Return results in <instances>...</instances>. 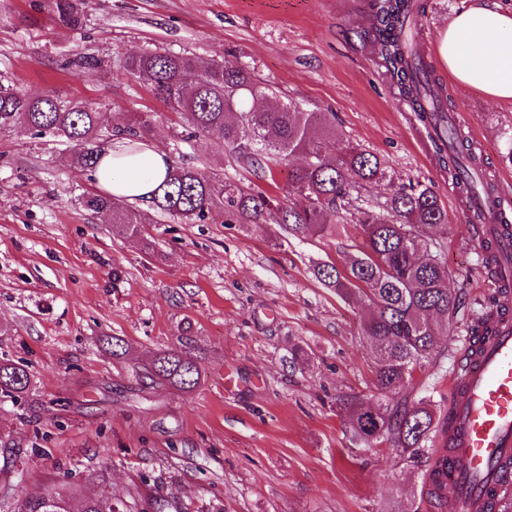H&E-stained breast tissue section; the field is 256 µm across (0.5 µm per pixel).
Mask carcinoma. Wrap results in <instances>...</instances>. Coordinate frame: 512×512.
Wrapping results in <instances>:
<instances>
[{
    "label": "carcinoma",
    "mask_w": 512,
    "mask_h": 512,
    "mask_svg": "<svg viewBox=\"0 0 512 512\" xmlns=\"http://www.w3.org/2000/svg\"><path fill=\"white\" fill-rule=\"evenodd\" d=\"M425 9L419 0H374L368 35L379 45L400 96L418 120L430 129L447 117V105L434 89L432 72L412 51V20ZM56 20L76 29L82 25L79 0H54ZM126 70L147 83L154 95L187 123L188 137H207L224 145L240 161L260 170L288 166V206L273 204L262 192L246 191L221 177L205 176L175 160L152 198L156 209L185 224L214 215L226 224L291 226L296 233L325 235L332 218L344 211L360 227L362 242L346 256L343 267L315 268L318 281L343 299L366 303L361 335L373 345L375 387L382 400L368 408L344 403L353 433L363 440L387 442L400 461L425 468L433 488L428 496L448 502L447 488L436 476L438 455L448 457L445 421L435 422L429 401L412 398L414 376L433 367L438 338L457 315V296L448 288V266L439 257V239L448 231V212L427 185L397 186L387 163L360 145L338 138L333 114L306 112L298 104L267 105L269 87L249 69L229 60L202 62L193 56L146 50L125 58ZM71 143L74 162L88 173L97 168L100 137L107 132L128 140L130 152L151 130L144 115L110 126L103 113L82 103L36 96L0 79V131ZM438 162L454 174L463 196L490 193L493 187L477 179L476 156L467 139L454 129L432 137ZM376 184L384 200L366 201L360 189ZM83 206L108 214L120 232L144 237V221L119 199L88 193ZM152 382L184 391L195 389L201 370L180 350L163 351L145 368ZM27 368L0 359V402L18 401L30 390ZM17 512H67L69 492L52 491L35 499L22 489V479L10 486ZM83 512H134L102 496L86 498Z\"/></svg>",
    "instance_id": "1"
}]
</instances>
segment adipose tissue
Returning <instances> with one entry per match:
<instances>
[{
    "mask_svg": "<svg viewBox=\"0 0 512 512\" xmlns=\"http://www.w3.org/2000/svg\"><path fill=\"white\" fill-rule=\"evenodd\" d=\"M438 53L461 83L496 99H512V13L495 0H480L458 12L440 40ZM168 168L169 158L157 146L140 145L131 155L116 143L103 148L91 179L103 193L134 202L151 198Z\"/></svg>",
    "mask_w": 512,
    "mask_h": 512,
    "instance_id": "ef3b65f1",
    "label": "adipose tissue"
}]
</instances>
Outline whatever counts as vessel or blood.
Segmentation results:
<instances>
[{"mask_svg":"<svg viewBox=\"0 0 512 512\" xmlns=\"http://www.w3.org/2000/svg\"><path fill=\"white\" fill-rule=\"evenodd\" d=\"M505 215L502 207L488 214L486 228L497 237L499 271L510 275L512 225ZM451 387L448 498L453 512H487L489 488L512 490V316L473 348L465 373Z\"/></svg>","mask_w":512,"mask_h":512,"instance_id":"1","label":"vessel or blood"}]
</instances>
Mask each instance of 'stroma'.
<instances>
[{"mask_svg":"<svg viewBox=\"0 0 512 512\" xmlns=\"http://www.w3.org/2000/svg\"><path fill=\"white\" fill-rule=\"evenodd\" d=\"M472 0H428L417 49L481 163L512 201V101L461 84L438 54L449 20ZM371 0H82V28L54 19L53 0H0V74L35 95L82 101L117 118L151 117L148 141L185 164L243 189L288 200L286 171L263 176L210 139L181 141L179 114L128 74L124 59L160 49L229 58L384 159L395 183L433 187L448 212L440 253L460 300L440 337L436 368L416 396L447 406L469 327L487 313L495 284L469 214L442 169L423 156L420 126L400 101L378 47L363 34ZM92 69H64L76 55ZM56 138L0 132V358L27 366L25 401L0 404V488L22 478L28 496L64 484L82 494L136 498L155 512H452L423 494L425 469L353 437L340 395L375 402L372 346L360 334L363 305L315 277L361 243L350 215L325 236L282 224H183L151 201L132 204L145 238L119 234L86 210L94 191ZM121 337L113 357L103 340ZM183 349L201 368L190 392L152 384L139 370L156 352Z\"/></svg>","mask_w":512,"mask_h":512,"instance_id":"1","label":"stroma"}]
</instances>
